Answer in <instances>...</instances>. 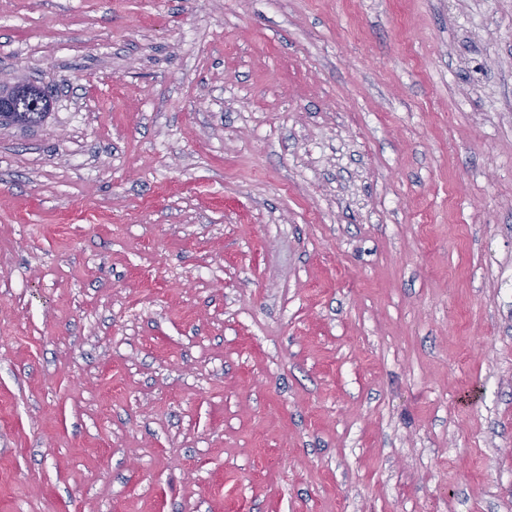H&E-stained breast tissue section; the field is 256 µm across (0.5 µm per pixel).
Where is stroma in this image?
Here are the masks:
<instances>
[{
    "label": "stroma",
    "instance_id": "stroma-1",
    "mask_svg": "<svg viewBox=\"0 0 512 512\" xmlns=\"http://www.w3.org/2000/svg\"><path fill=\"white\" fill-rule=\"evenodd\" d=\"M0 512H512V0H0ZM29 82H14L13 86L7 89H0V112H9L12 125H34L40 122L48 112H26L31 109V103L27 99L16 101L15 112L13 107L14 99L22 93Z\"/></svg>",
    "mask_w": 512,
    "mask_h": 512
}]
</instances>
